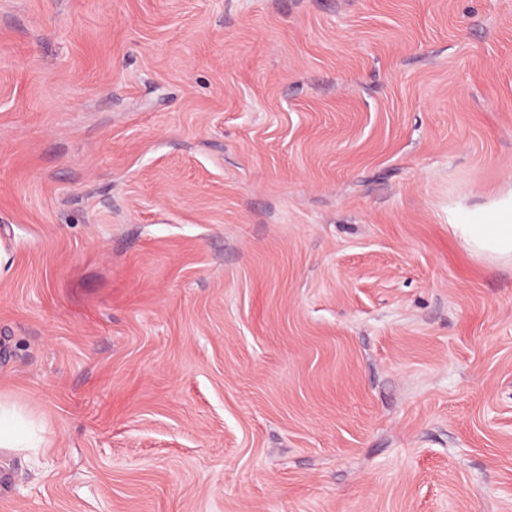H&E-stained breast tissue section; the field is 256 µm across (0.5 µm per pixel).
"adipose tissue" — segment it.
<instances>
[{
    "label": "adipose tissue",
    "instance_id": "ef3b65f1",
    "mask_svg": "<svg viewBox=\"0 0 512 512\" xmlns=\"http://www.w3.org/2000/svg\"><path fill=\"white\" fill-rule=\"evenodd\" d=\"M454 231L468 249L491 258H512V212L458 224ZM50 444V434L41 419L14 400L0 397V450L36 458Z\"/></svg>",
    "mask_w": 512,
    "mask_h": 512
}]
</instances>
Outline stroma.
<instances>
[{
  "label": "stroma",
  "mask_w": 512,
  "mask_h": 512,
  "mask_svg": "<svg viewBox=\"0 0 512 512\" xmlns=\"http://www.w3.org/2000/svg\"><path fill=\"white\" fill-rule=\"evenodd\" d=\"M512 0H0V512H512ZM512 199L511 213L489 214L469 224L453 225L464 245L490 258H512ZM50 444L49 431L41 419L14 400L0 397V450L36 459Z\"/></svg>",
  "instance_id": "obj_1"
}]
</instances>
